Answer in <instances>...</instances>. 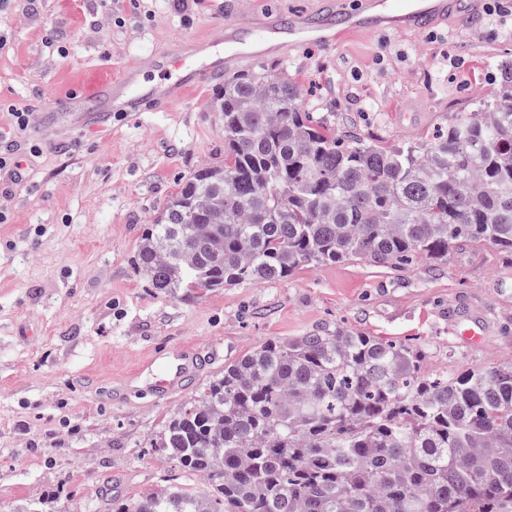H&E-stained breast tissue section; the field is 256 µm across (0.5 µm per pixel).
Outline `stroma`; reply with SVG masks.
Listing matches in <instances>:
<instances>
[{
    "instance_id": "35a3bbf8",
    "label": "stroma",
    "mask_w": 512,
    "mask_h": 512,
    "mask_svg": "<svg viewBox=\"0 0 512 512\" xmlns=\"http://www.w3.org/2000/svg\"><path fill=\"white\" fill-rule=\"evenodd\" d=\"M0 0V131L21 164L0 173V512H111L175 466L150 448L165 421L224 364L270 339L343 326L425 348L429 367H492L512 353V254L458 247L444 264L364 260L303 267L280 281L163 296L135 274L145 224L182 178L224 162L218 84L166 112L82 123L49 112L11 133V108L49 103L146 54L237 20L316 0ZM482 0L419 32L337 31L291 58L264 54L306 90L313 117L386 146L429 143L449 118L493 100L512 64V12ZM479 314L485 342L449 310ZM206 365L192 387L152 393L167 347Z\"/></svg>"
}]
</instances>
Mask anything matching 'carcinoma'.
Segmentation results:
<instances>
[{"label":"carcinoma","mask_w":512,"mask_h":512,"mask_svg":"<svg viewBox=\"0 0 512 512\" xmlns=\"http://www.w3.org/2000/svg\"><path fill=\"white\" fill-rule=\"evenodd\" d=\"M213 106L224 164L185 179L135 250L161 294L512 253V68L429 146L337 134L265 63L224 76ZM424 361L339 327L266 341L165 423L154 447L183 476L115 512H512V356L439 377Z\"/></svg>","instance_id":"1"}]
</instances>
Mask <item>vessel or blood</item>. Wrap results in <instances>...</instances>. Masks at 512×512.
Masks as SVG:
<instances>
[{"label":"vessel or blood","instance_id":"obj_1","mask_svg":"<svg viewBox=\"0 0 512 512\" xmlns=\"http://www.w3.org/2000/svg\"><path fill=\"white\" fill-rule=\"evenodd\" d=\"M455 6L456 0H360L357 8L333 16L281 13L266 24L249 20L231 32H217L172 53L138 59L100 83L92 101L76 92L49 104L48 109L117 121L144 112H165L200 84L222 80L253 62L263 48L292 56L306 45L334 40L337 29L377 31L390 19L427 30L454 14ZM161 359L154 386L159 395L169 396L184 387L190 370L179 349L162 353Z\"/></svg>","mask_w":512,"mask_h":512}]
</instances>
